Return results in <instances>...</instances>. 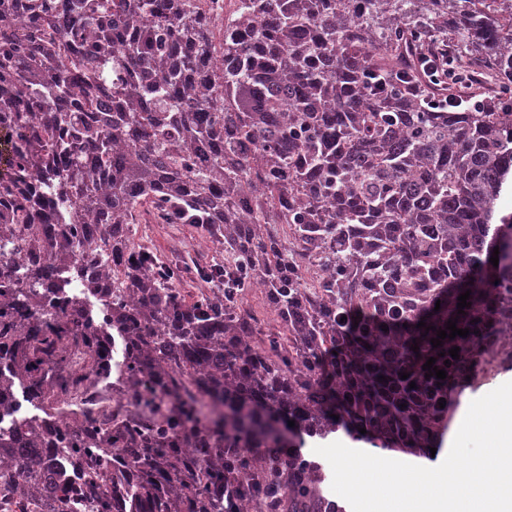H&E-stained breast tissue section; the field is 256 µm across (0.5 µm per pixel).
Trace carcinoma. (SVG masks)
Returning a JSON list of instances; mask_svg holds the SVG:
<instances>
[{
  "mask_svg": "<svg viewBox=\"0 0 512 512\" xmlns=\"http://www.w3.org/2000/svg\"><path fill=\"white\" fill-rule=\"evenodd\" d=\"M240 2L256 29L219 39L200 0H0V253L25 244L0 267V410L25 386L53 418L114 343L136 397L0 433V512H332L308 460L237 449L341 427L432 448L451 380L512 329V0ZM431 38L495 83L484 108L409 90ZM147 219L203 225L224 291L185 300L131 241ZM450 319L469 335L432 347Z\"/></svg>",
  "mask_w": 512,
  "mask_h": 512,
  "instance_id": "1",
  "label": "carcinoma"
}]
</instances>
